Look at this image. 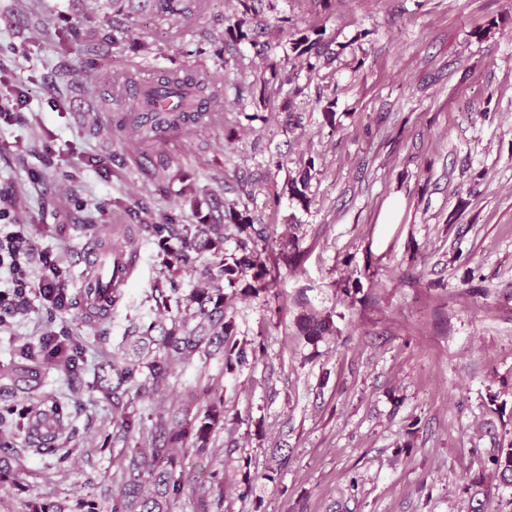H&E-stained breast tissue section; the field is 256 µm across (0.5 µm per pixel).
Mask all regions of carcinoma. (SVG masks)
I'll return each mask as SVG.
<instances>
[{
  "mask_svg": "<svg viewBox=\"0 0 512 512\" xmlns=\"http://www.w3.org/2000/svg\"><path fill=\"white\" fill-rule=\"evenodd\" d=\"M157 15L177 22L193 14L203 0H152ZM107 22L90 9L75 22L74 29H86L92 38L112 40L106 30ZM152 82L155 91H145L121 112L115 126L126 127L142 142H157L164 134L183 127H197L212 121L211 104L218 95L211 85L188 68L172 67L156 71ZM170 97L173 105L167 107L160 96ZM310 170L289 182L291 197L308 204L306 195ZM201 217L199 224H176L165 213L158 214L151 224H138L136 229L147 232L164 252V263L169 273V288H156L158 308L167 310V292H177L176 275L192 270L195 263L207 261L201 285L188 296L192 312L184 316H168L162 320L142 323L124 337L112 357L98 367L91 389L103 395L112 405V445L123 460L120 482L106 491L111 501L110 512H175L186 502L191 512H211L210 507H221L224 500V474L213 469L199 482L198 494L186 498V489L192 478L185 467L186 451L198 457L211 454L213 436L224 428V397L205 388L189 392L180 401L165 403L164 395L175 369L193 358L210 360L220 357L224 370L247 361L248 351L233 339L234 325L225 312L226 300L234 295L259 296L271 289L267 280L266 263L257 250L258 243L250 233L254 225L235 207H227L224 224H209ZM233 224L241 237L234 252L224 248V231ZM251 276L246 283L244 278ZM121 289L112 292V299L104 296L99 279L88 273L82 299L86 313L102 317L109 312L108 302H117ZM308 340L315 342L333 331L328 318L309 317L303 327ZM42 357L50 364L62 366L64 374L79 373L83 361V346L74 337L45 336L37 347L20 349V362L7 372L31 389V382L40 374V366L31 360ZM0 368V374L6 372ZM15 416V427L24 433L30 448L55 450L67 405L49 397L19 410V405L0 407V415ZM495 474L500 481L512 486V445L497 449L492 458ZM19 473L13 465V448L0 442V485L17 483ZM27 512H96V501L76 499L75 506L57 500L44 499L25 504Z\"/></svg>",
  "mask_w": 512,
  "mask_h": 512,
  "instance_id": "cac0c4a2",
  "label": "carcinoma"
}]
</instances>
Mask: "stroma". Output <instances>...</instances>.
Instances as JSON below:
<instances>
[{
    "instance_id": "35a3bbf8",
    "label": "stroma",
    "mask_w": 512,
    "mask_h": 512,
    "mask_svg": "<svg viewBox=\"0 0 512 512\" xmlns=\"http://www.w3.org/2000/svg\"><path fill=\"white\" fill-rule=\"evenodd\" d=\"M252 3L206 0L177 23L135 12L104 53L59 43L86 0H0V101L18 103L0 120V225L54 253L70 301L0 322V366L52 331L84 346L81 375L44 367L35 393L70 402V460L15 432L20 483L0 487V512L47 495L108 512L121 472L90 385L158 318L167 271L145 232L122 238L138 262L99 319L79 307L76 254L135 214L195 224L230 204L265 225L276 281L227 308L255 357L177 369L180 387L224 389L221 512H512L491 464L512 444V0ZM304 36L331 59L300 52ZM173 66L215 84L218 117L151 145L116 131L128 76ZM308 166L304 205L286 184ZM312 313L335 326L315 343L299 326Z\"/></svg>"
}]
</instances>
